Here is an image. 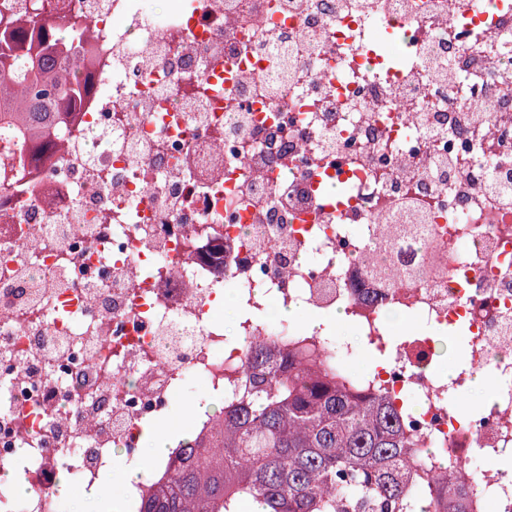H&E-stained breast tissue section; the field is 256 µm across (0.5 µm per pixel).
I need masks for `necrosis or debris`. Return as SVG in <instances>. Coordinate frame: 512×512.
Returning <instances> with one entry per match:
<instances>
[{"label": "necrosis or debris", "instance_id": "1", "mask_svg": "<svg viewBox=\"0 0 512 512\" xmlns=\"http://www.w3.org/2000/svg\"><path fill=\"white\" fill-rule=\"evenodd\" d=\"M166 2L91 16L75 135L37 163L32 192L0 196V466L33 487L0 483V512H63L60 471L95 487L115 448L141 465L146 424L223 391L253 343L309 335L267 313L296 300L380 348L363 396L421 397L405 415L419 447L512 512V203L484 189L512 176V0ZM381 26L399 65H384ZM493 38L495 66L479 52ZM408 192L430 247L400 257L421 275L390 284L361 256ZM392 308L421 330L390 338ZM459 322L471 368L495 381L493 407L465 414L423 370L434 333Z\"/></svg>", "mask_w": 512, "mask_h": 512}]
</instances>
